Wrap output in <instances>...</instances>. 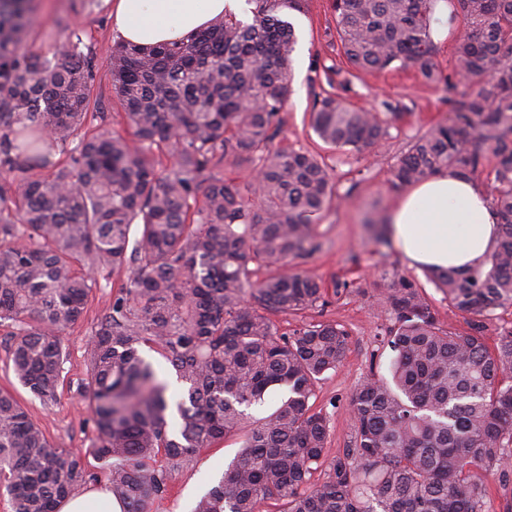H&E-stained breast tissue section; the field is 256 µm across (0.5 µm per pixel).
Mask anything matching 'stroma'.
Segmentation results:
<instances>
[{
	"label": "stroma",
	"instance_id": "35a3bbf8",
	"mask_svg": "<svg viewBox=\"0 0 512 512\" xmlns=\"http://www.w3.org/2000/svg\"><path fill=\"white\" fill-rule=\"evenodd\" d=\"M35 11L37 26L25 42L43 53L62 51L69 24H78L88 33L96 51L93 99L99 111L106 113L109 126L122 129V107L112 90L109 59V49L118 36L107 0H98L94 7L87 0H35ZM286 17L294 25L297 44L292 93L281 114L282 129L276 143L285 148L319 150L323 144L310 127L309 112L315 96L331 90L326 73L345 67L346 60L336 42L330 0H305L302 10L287 11ZM344 95L355 106L387 116L389 122L381 147L329 152L330 176L345 200L321 218L316 226L320 248L300 262L301 269L330 291L323 319L340 322L350 333L343 365L325 374L315 401L330 419L326 453L331 459L354 440L348 401L355 385L370 369L385 370L391 357L381 342L390 319L381 305L388 274L396 271L423 285L444 328H467L463 315L449 307L425 272L410 267L394 245L376 242L367 224L374 214L390 210L398 197L389 186L390 171L398 157L416 136L448 119L451 105L442 85L427 83L413 67L385 69L352 80ZM338 284L343 290L336 296L332 290ZM111 295L108 287L95 290L84 319L62 336L64 380L60 401L54 407H42L19 384L11 367L10 339L0 335V389L15 395L55 447L84 450L95 440L93 422L79 388L86 376V340ZM240 445L239 437L229 436L201 450L174 473L167 494L152 501L149 512H191L196 499L221 477Z\"/></svg>",
	"mask_w": 512,
	"mask_h": 512
}]
</instances>
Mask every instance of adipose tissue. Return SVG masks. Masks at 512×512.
<instances>
[{
    "label": "adipose tissue",
    "mask_w": 512,
    "mask_h": 512,
    "mask_svg": "<svg viewBox=\"0 0 512 512\" xmlns=\"http://www.w3.org/2000/svg\"><path fill=\"white\" fill-rule=\"evenodd\" d=\"M242 0H114L124 42L177 41L215 17L239 12ZM392 237L410 265L468 273L482 266L499 240L498 217L474 181L441 173L403 192L388 213Z\"/></svg>",
    "instance_id": "adipose-tissue-1"
}]
</instances>
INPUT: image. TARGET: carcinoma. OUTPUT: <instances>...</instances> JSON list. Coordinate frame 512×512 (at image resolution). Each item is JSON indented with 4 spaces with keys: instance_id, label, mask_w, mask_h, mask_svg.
I'll return each instance as SVG.
<instances>
[{
    "instance_id": "carcinoma-1",
    "label": "carcinoma",
    "mask_w": 512,
    "mask_h": 512,
    "mask_svg": "<svg viewBox=\"0 0 512 512\" xmlns=\"http://www.w3.org/2000/svg\"><path fill=\"white\" fill-rule=\"evenodd\" d=\"M180 41L110 47L126 130L89 111L94 53L68 28L49 57L21 35L32 0H0V327L13 336L15 377L42 406L60 401L61 337L89 297L126 273L86 341L81 386L92 448L54 447L0 391V480L11 512H56L108 469L123 512H147L173 473L203 448L241 434L237 455L193 512H489L488 476L512 459V329L489 325L512 306V0H446L455 29L441 79L431 24L439 0H332L340 50L358 72L418 69L453 91L448 121L415 138L392 168L396 191L448 170L492 177L500 239L483 267L430 272L466 331L443 328L424 288L394 272L383 292L390 378L354 387L353 447L320 482L329 420L314 408L349 333L335 321L287 332L273 317L327 304L321 282L293 264L315 252V223L342 200L322 155L274 145L292 92L297 37L281 11L303 0H249ZM489 84H484L485 78ZM310 125L331 148L379 146L386 120L339 95L315 99ZM172 158L159 166V158ZM255 164L240 184L225 165ZM159 353L184 391L169 424L167 383L142 355ZM275 387L288 397L248 423ZM162 457L157 463L156 457Z\"/></svg>"
}]
</instances>
